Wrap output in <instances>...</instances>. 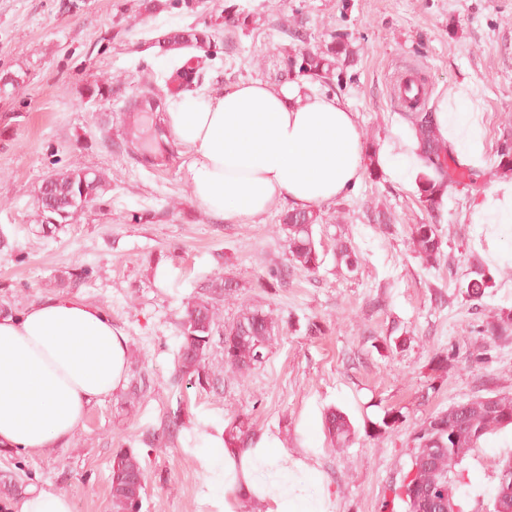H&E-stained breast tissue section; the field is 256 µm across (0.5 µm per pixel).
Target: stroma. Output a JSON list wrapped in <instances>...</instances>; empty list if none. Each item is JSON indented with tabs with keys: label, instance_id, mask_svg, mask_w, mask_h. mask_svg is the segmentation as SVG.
Instances as JSON below:
<instances>
[{
	"label": "stroma",
	"instance_id": "obj_1",
	"mask_svg": "<svg viewBox=\"0 0 512 512\" xmlns=\"http://www.w3.org/2000/svg\"><path fill=\"white\" fill-rule=\"evenodd\" d=\"M61 2L0 0V75L18 81L0 92V301L22 310L57 293L66 272L91 268L77 293L123 329L129 374L145 389L94 406L66 447L0 453V473L68 494L73 512H111L112 457L128 448L146 474L140 512H220L205 495L195 447L199 433L241 422L290 450L313 438L334 512H405L393 489L410 466L414 430L449 406L512 396V335L487 333L512 312V236L501 241L504 260L488 264L465 219L512 177L497 156L512 134V0H158L151 13L143 0H70L67 10ZM193 25L214 34L217 53L158 46L163 33ZM334 30L355 51L338 93L357 112L367 151L389 138L395 79L413 66L434 94L466 78L477 84L487 164L476 185L441 204L438 266L412 241L414 225L432 221L428 204L370 168L355 190L318 208L319 268L294 270L288 287L270 289L269 269L289 261L284 207L252 224L215 219L191 194L183 147L167 139L166 161L147 163L127 141L125 111L145 94L276 83L288 51L316 48ZM105 80L112 95L101 99L93 89ZM76 168L100 171L106 190L45 234L38 191L49 175ZM340 238L355 267L337 257ZM161 263L173 270L163 285ZM211 275L239 284L222 321L258 307L276 336L245 376L213 347L207 367L223 383L204 389L177 376V323L197 281ZM481 277L490 287L473 295L468 285ZM332 410L357 431L350 447L330 441ZM389 411L399 416L393 430H374ZM511 453V427L482 439L460 489L467 512L491 503L492 461Z\"/></svg>",
	"mask_w": 512,
	"mask_h": 512
}]
</instances>
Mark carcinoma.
<instances>
[{
	"instance_id": "1",
	"label": "carcinoma",
	"mask_w": 512,
	"mask_h": 512,
	"mask_svg": "<svg viewBox=\"0 0 512 512\" xmlns=\"http://www.w3.org/2000/svg\"><path fill=\"white\" fill-rule=\"evenodd\" d=\"M156 44L168 50L212 46V35L196 27H187L161 35ZM353 62L348 35L334 31L329 39L314 49L300 48L282 59V74L305 76L321 85L336 74V69ZM416 128L425 155L433 165L438 181L427 180L421 189L431 207L440 204L435 195L443 187L453 189L479 177L476 170L451 166L448 147L440 143L432 120V113L421 106L409 113ZM102 177L90 169H74L49 176L39 190L38 209L43 222L67 221L76 211L94 202L104 191ZM318 222L314 212H286L283 224L288 230L290 261L311 271L319 260L313 237V225ZM413 244L420 258L429 265L439 262L441 240L435 224H416L412 230ZM288 267L270 269L268 288L288 286ZM235 292L228 280L220 275L208 277L197 285L193 301L188 303L179 322L181 344L178 353V377H187L199 386L214 387L206 370V360L219 335L224 364L233 372L246 374L261 363L264 350L274 335L275 321L259 308H245L223 325L217 318V305ZM469 410L459 405L430 416L414 432L409 448L410 466L403 475L395 496L406 504V512H464L456 491L465 485L464 462L476 456L480 441L488 433L512 426V397L497 396L489 401L475 398L468 401ZM326 428L331 441L338 448H347L356 432L346 416L330 412ZM133 475L145 476L138 456L130 449H119L112 459V512H139L138 498L128 482ZM498 487L492 507L475 512H512V456L498 461Z\"/></svg>"
}]
</instances>
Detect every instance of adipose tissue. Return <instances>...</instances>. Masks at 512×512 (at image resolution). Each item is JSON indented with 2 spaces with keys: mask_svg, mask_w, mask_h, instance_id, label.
Wrapping results in <instances>:
<instances>
[{
  "mask_svg": "<svg viewBox=\"0 0 512 512\" xmlns=\"http://www.w3.org/2000/svg\"><path fill=\"white\" fill-rule=\"evenodd\" d=\"M475 94L471 81H461L434 98L431 110L438 138L461 164L478 168L487 150ZM161 121L190 155L193 197L227 224L254 222L282 202L314 210L358 186L370 165L406 188L434 173L409 121L395 118L389 139L366 155L349 104L306 80L180 92L169 96ZM467 218L491 244L492 260L502 262L496 245L512 230V179L497 182ZM127 381V337L101 306L47 294L0 315V449L38 455L66 447L89 410ZM197 453L224 512L244 500L255 512L333 510L316 448L292 452L266 434L240 445L220 430L201 435Z\"/></svg>",
  "mask_w": 512,
  "mask_h": 512,
  "instance_id": "1",
  "label": "adipose tissue"
}]
</instances>
